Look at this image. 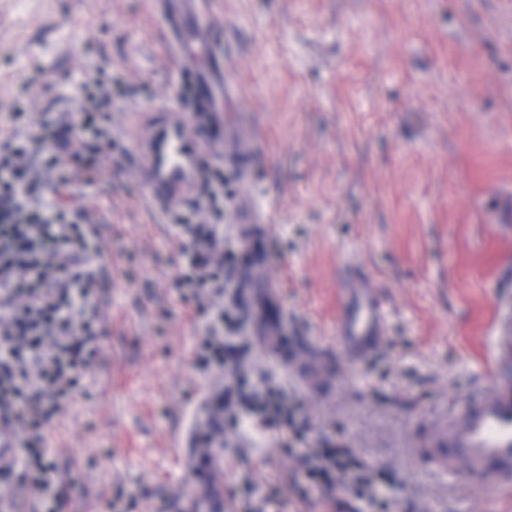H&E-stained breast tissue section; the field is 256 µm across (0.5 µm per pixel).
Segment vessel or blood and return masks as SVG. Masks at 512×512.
I'll return each mask as SVG.
<instances>
[{
    "mask_svg": "<svg viewBox=\"0 0 512 512\" xmlns=\"http://www.w3.org/2000/svg\"><path fill=\"white\" fill-rule=\"evenodd\" d=\"M162 17L168 46L188 42L209 48L211 29L199 17L191 0H153ZM224 73V61L211 58L196 76L194 98L202 128L189 133L183 113H129L126 132L132 149L128 163L139 176L147 196L170 207L195 197L208 164L204 127L212 121L215 79ZM386 312L376 288L363 278L344 287L336 319V343L350 362L375 350L382 339ZM501 335L495 350V384L465 397L448 417L445 427L430 437L428 456L433 476L452 482L466 481L475 491L512 497V306L500 317ZM183 512H228L223 493L204 497L196 482L181 496Z\"/></svg>",
    "mask_w": 512,
    "mask_h": 512,
    "instance_id": "vessel-or-blood-1",
    "label": "vessel or blood"
}]
</instances>
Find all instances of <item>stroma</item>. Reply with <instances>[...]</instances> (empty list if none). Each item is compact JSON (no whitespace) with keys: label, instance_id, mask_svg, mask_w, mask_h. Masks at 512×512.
<instances>
[{"label":"stroma","instance_id":"35a3bbf8","mask_svg":"<svg viewBox=\"0 0 512 512\" xmlns=\"http://www.w3.org/2000/svg\"><path fill=\"white\" fill-rule=\"evenodd\" d=\"M206 17L226 47L223 120L257 141L245 180L235 144L211 146L231 175L224 241L241 246V213L265 210L250 234L268 259L267 308L286 316L272 344L247 322L250 349L220 376L195 363L204 316L171 286L179 243L122 134L127 112L204 68L199 50L164 47L149 0H0V108L23 100L35 122L80 112L97 82L124 90L109 136L83 148L92 174L53 194L102 229L112 258L92 372L48 431L71 512H177L200 457L181 440L206 392L239 371L298 409L262 437L225 422L211 459L231 463L232 512H333L302 455L328 443L387 472L397 512H472L477 492L432 477L413 451L489 385L512 304V0H208ZM362 272L389 325L353 367L336 315Z\"/></svg>","mask_w":512,"mask_h":512}]
</instances>
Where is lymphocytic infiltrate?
<instances>
[{"label": "lymphocytic infiltrate", "instance_id": "lymphocytic-infiltrate-1", "mask_svg": "<svg viewBox=\"0 0 512 512\" xmlns=\"http://www.w3.org/2000/svg\"><path fill=\"white\" fill-rule=\"evenodd\" d=\"M21 117L14 108L0 120V425L17 436L11 459L0 463V485L8 489L0 496V512H23L30 497L61 512L53 503L60 475L46 430L93 365L90 344L100 320V273L107 255L82 213L48 198L46 190L94 169L93 156L75 152L65 163L56 150L76 138L99 136L105 115L86 111L66 124L45 116L25 129ZM201 208L212 211L213 223H197ZM222 221L213 195L199 208L170 216L172 233L187 240L175 288L185 302L203 293L213 300L197 352L199 366L210 372L223 371L225 341L241 333L239 318L224 304V270L237 256L224 248ZM248 412L269 431L291 416L275 390L255 392ZM340 473L352 475L367 488L370 503L380 504L384 473L333 448L313 454L309 476L315 483H332Z\"/></svg>", "mask_w": 512, "mask_h": 512}]
</instances>
